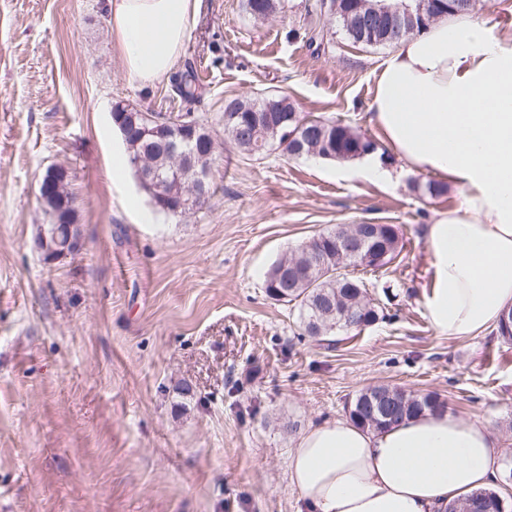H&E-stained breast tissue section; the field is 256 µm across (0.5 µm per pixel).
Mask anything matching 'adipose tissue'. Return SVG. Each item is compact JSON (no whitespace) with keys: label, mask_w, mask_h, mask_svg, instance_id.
<instances>
[{"label":"adipose tissue","mask_w":512,"mask_h":512,"mask_svg":"<svg viewBox=\"0 0 512 512\" xmlns=\"http://www.w3.org/2000/svg\"><path fill=\"white\" fill-rule=\"evenodd\" d=\"M201 0H107L129 81L176 70ZM369 122L403 169L459 188L424 228L425 308L437 335L483 336L512 310V48L473 14L402 38L382 62ZM512 444L490 422L425 412L383 430L346 419L309 426L288 484L309 512H445L495 488Z\"/></svg>","instance_id":"ef3b65f1"}]
</instances>
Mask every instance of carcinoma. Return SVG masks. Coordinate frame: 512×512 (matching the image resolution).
I'll return each instance as SVG.
<instances>
[{"label": "carcinoma", "instance_id": "1", "mask_svg": "<svg viewBox=\"0 0 512 512\" xmlns=\"http://www.w3.org/2000/svg\"><path fill=\"white\" fill-rule=\"evenodd\" d=\"M245 10L256 19H266L281 8V0H245ZM176 91L182 99L196 101L201 98L203 90L198 82L196 71L191 64L175 76ZM224 111L237 115L232 121L224 122V137L234 149L249 156H260L271 151L280 150L292 158L304 157L307 152L296 147V141L288 140V132L298 131L299 141L303 144H316L319 137L336 140L338 149L335 159L348 161L358 157L359 151L371 141L362 140V135L341 123L325 121L320 118H306L305 125L298 127L290 120L295 108L285 95H271L261 99L231 98L224 101ZM112 113L116 115L113 122L134 124L137 126L136 137L131 139L126 148V163L132 165L141 157H146L152 165L164 173L174 172L172 157L149 150V143L159 139L168 132L176 134V139L191 151L194 142L183 131L191 128L196 119L190 113H151L152 119H145L146 112L123 100L112 104ZM193 179L183 173L169 186V196L161 198L146 187L153 206L160 212L175 215L179 209L180 198L186 197L192 187ZM68 181H59L54 192L42 198L46 212L61 220L73 213L72 194L67 190ZM377 233L367 239L363 253L375 251L387 253L384 262L356 261L345 257L343 248L345 238L351 225L341 224L302 244L291 259L294 267L292 283L282 289L276 283V273L281 262L272 265L264 283L267 296L284 305L291 306L304 333L315 326L313 335L327 347L334 345L332 336L338 332H350L343 314L353 312L359 322L368 326L381 318L380 307L367 301L358 300L359 293L365 290L364 281L348 273L357 268L373 270L382 268L393 261L400 253L398 228L394 224L377 225ZM382 389L390 394L393 403L392 417L378 418L376 423L368 422V408L373 398L372 389L367 388L356 395L349 408V417L360 426L379 430L397 423L405 418L417 416L426 411L445 408L435 393L418 394L408 392L401 387L384 385ZM502 500L495 491L475 492L460 502L448 504V512H486L487 505Z\"/></svg>", "mask_w": 512, "mask_h": 512}]
</instances>
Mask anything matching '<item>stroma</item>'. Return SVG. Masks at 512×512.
<instances>
[{
  "label": "stroma",
  "instance_id": "stroma-1",
  "mask_svg": "<svg viewBox=\"0 0 512 512\" xmlns=\"http://www.w3.org/2000/svg\"><path fill=\"white\" fill-rule=\"evenodd\" d=\"M309 2L263 21L244 0H202L182 60L203 96L188 103L170 81H128L105 0H0V512H302L296 437L380 384L512 430V345L437 335L425 314L424 228L458 189L429 195L430 174L394 158L393 181L375 184L318 157L227 146L209 205L166 216L125 163L118 100L191 111L220 140L225 99L284 94L386 152L368 106L388 48L354 43ZM55 165L81 244L48 260L38 184ZM339 224L397 225L402 250L362 274L387 318L328 349L299 338L264 280Z\"/></svg>",
  "mask_w": 512,
  "mask_h": 512
}]
</instances>
